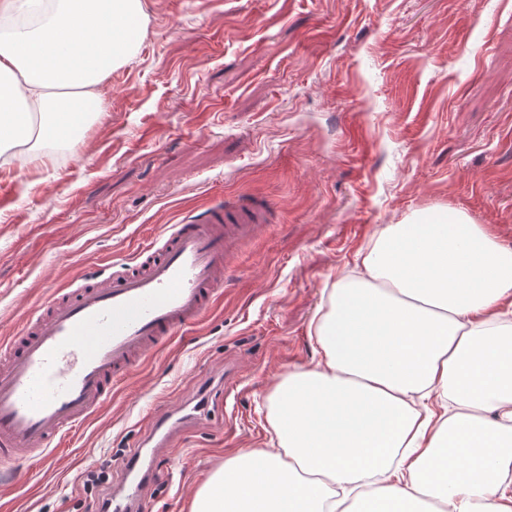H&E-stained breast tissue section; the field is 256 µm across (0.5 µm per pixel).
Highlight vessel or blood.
Here are the masks:
<instances>
[{"mask_svg":"<svg viewBox=\"0 0 512 512\" xmlns=\"http://www.w3.org/2000/svg\"><path fill=\"white\" fill-rule=\"evenodd\" d=\"M272 214L260 196H236L182 223L111 272L35 303L0 338V463L43 457L88 422L146 352L200 322L238 247ZM140 449L119 460L112 512H132L149 488Z\"/></svg>","mask_w":512,"mask_h":512,"instance_id":"vessel-or-blood-1","label":"vessel or blood"}]
</instances>
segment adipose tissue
Here are the masks:
<instances>
[{"label": "adipose tissue", "instance_id": "1", "mask_svg": "<svg viewBox=\"0 0 512 512\" xmlns=\"http://www.w3.org/2000/svg\"><path fill=\"white\" fill-rule=\"evenodd\" d=\"M144 0H0V164L76 139L136 51ZM512 249L455 208L385 225L270 395L273 448L225 460L190 512H512Z\"/></svg>", "mask_w": 512, "mask_h": 512}]
</instances>
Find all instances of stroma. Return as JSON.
<instances>
[{
	"label": "stroma",
	"mask_w": 512,
	"mask_h": 512,
	"mask_svg": "<svg viewBox=\"0 0 512 512\" xmlns=\"http://www.w3.org/2000/svg\"><path fill=\"white\" fill-rule=\"evenodd\" d=\"M100 110L40 166L0 168V336L49 290L106 274L188 210L265 197L215 307L150 350L48 459L0 464V512H89L85 472L152 431L139 512H189L311 367V322L386 224L464 211L512 249V0H144Z\"/></svg>",
	"instance_id": "stroma-1"
}]
</instances>
